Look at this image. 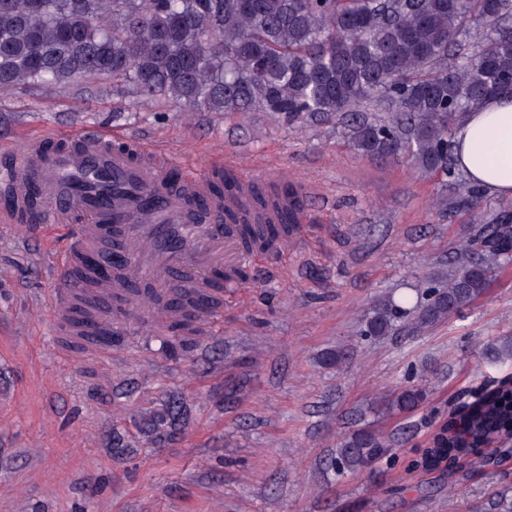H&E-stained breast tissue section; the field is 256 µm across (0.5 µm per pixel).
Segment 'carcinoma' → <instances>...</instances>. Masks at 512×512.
<instances>
[{
  "label": "carcinoma",
  "mask_w": 512,
  "mask_h": 512,
  "mask_svg": "<svg viewBox=\"0 0 512 512\" xmlns=\"http://www.w3.org/2000/svg\"><path fill=\"white\" fill-rule=\"evenodd\" d=\"M0 0V90L110 78L145 97L163 96L206 112H272L312 119L342 114L357 152L404 156L425 174L452 178L453 195L478 227L413 306L374 302L365 335L389 336L403 318L424 331L450 320L512 263V212L484 214L482 194L456 172L453 131L462 116L512 90V0ZM296 226L293 211L275 235ZM512 363V336L483 347ZM405 386L387 402L401 414L424 400ZM457 430L439 432L421 458L447 470L480 457L489 440L512 457V376L456 412ZM396 442L368 427L346 436L331 457L339 475L358 473Z\"/></svg>",
  "instance_id": "carcinoma-1"
}]
</instances>
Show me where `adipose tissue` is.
Here are the masks:
<instances>
[{"label":"adipose tissue","mask_w":512,"mask_h":512,"mask_svg":"<svg viewBox=\"0 0 512 512\" xmlns=\"http://www.w3.org/2000/svg\"><path fill=\"white\" fill-rule=\"evenodd\" d=\"M459 170L484 195L512 200V92L487 97L453 133Z\"/></svg>","instance_id":"obj_1"}]
</instances>
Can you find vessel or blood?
Returning <instances> with one entry per match:
<instances>
[{"label":"vessel or blood","instance_id":"b4317fda","mask_svg":"<svg viewBox=\"0 0 512 512\" xmlns=\"http://www.w3.org/2000/svg\"><path fill=\"white\" fill-rule=\"evenodd\" d=\"M0 185L13 200L0 210L1 224L18 223L30 212L37 190L48 197L58 223L76 225L63 248L46 247L53 273L64 279L76 272L83 276L50 301L55 325L74 336L97 335L115 302L145 314L156 327L179 324L183 310L165 303L173 289L220 296L239 281L241 234L225 225L226 213L248 224H276L294 196L308 190L307 184L294 183L293 194L271 193L257 208L258 184L242 172L219 200L210 180L187 160L154 144L97 131L59 148L31 141L21 161L0 169ZM146 188L154 189V196L144 198ZM109 252L122 257L111 274L85 267L87 258Z\"/></svg>","mask_w":512,"mask_h":512}]
</instances>
